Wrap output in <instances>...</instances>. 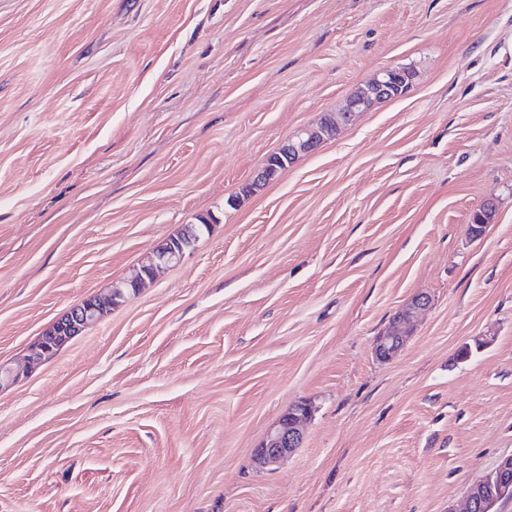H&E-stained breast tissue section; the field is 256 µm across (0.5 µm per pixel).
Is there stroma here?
<instances>
[{
  "label": "stroma",
  "instance_id": "1",
  "mask_svg": "<svg viewBox=\"0 0 512 512\" xmlns=\"http://www.w3.org/2000/svg\"><path fill=\"white\" fill-rule=\"evenodd\" d=\"M389 66L404 96L245 192ZM203 218L0 390V512H460L512 454V0H0V362ZM323 136L320 128L318 127H304L299 130L293 138L288 141V153H284V146L279 149L280 152H273L268 156L266 162L271 161L272 158L276 157L277 159H281V163L275 164L278 169H284L287 165L291 164L294 159H289L288 156L292 155L298 156L300 153H304L306 148L312 144L317 143L319 140H323ZM264 164V165H265ZM190 252V248L181 242L173 239L166 240L155 251L153 257L148 262L149 264L142 265L139 272L128 281V284L135 288L137 292L140 288L144 287L147 280L153 279L158 268L179 266ZM429 303L426 294L415 295L411 301L400 311L395 320V327L388 329L374 340L373 348L377 358L389 360L394 358L402 350L407 337V325L411 319ZM311 403L299 402L288 410L266 433L255 453V460L261 465L278 462L296 448L304 439V425L311 417Z\"/></svg>",
  "mask_w": 512,
  "mask_h": 512
}]
</instances>
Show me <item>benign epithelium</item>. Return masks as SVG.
I'll use <instances>...</instances> for the list:
<instances>
[{"mask_svg":"<svg viewBox=\"0 0 512 512\" xmlns=\"http://www.w3.org/2000/svg\"><path fill=\"white\" fill-rule=\"evenodd\" d=\"M414 75L403 67H389L371 78L368 88L352 95L342 108L350 114L371 108L392 94V89L412 86ZM323 139L320 128L304 127L288 141V155H299L306 148ZM481 223L470 226L471 236L481 237L492 223L494 211L491 205L478 210ZM190 248L173 239L166 240L149 263L143 265L128 284L140 289L146 281L153 279L161 267H175L182 264ZM428 296L421 293L414 296L400 311L395 327L385 331L374 340L373 348L377 358L389 360L402 350L407 337V325L421 310L427 307ZM112 311V299L92 296L72 308L62 320L52 324L28 349L27 368L33 369L43 363L46 356L59 351L71 339L101 322ZM312 405L302 401L288 410L266 433L255 453V460L261 465L278 462L296 448L304 439V425L311 417ZM512 501V456L502 458L489 472L479 477L470 486L466 497V512H499V506Z\"/></svg>","mask_w":512,"mask_h":512,"instance_id":"1","label":"benign epithelium"}]
</instances>
